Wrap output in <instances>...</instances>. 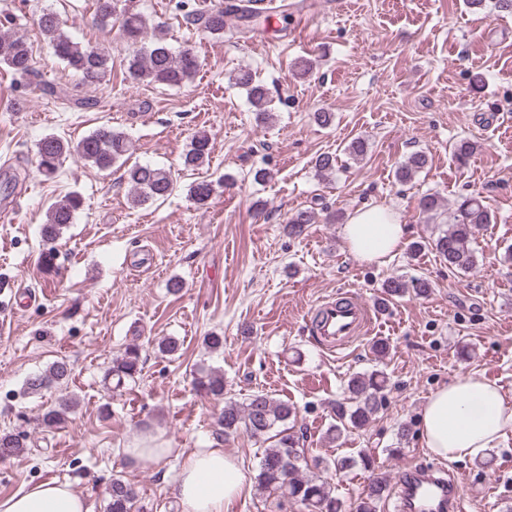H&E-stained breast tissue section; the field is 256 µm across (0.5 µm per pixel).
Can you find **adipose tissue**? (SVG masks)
Instances as JSON below:
<instances>
[{
  "instance_id": "1",
  "label": "adipose tissue",
  "mask_w": 512,
  "mask_h": 512,
  "mask_svg": "<svg viewBox=\"0 0 512 512\" xmlns=\"http://www.w3.org/2000/svg\"><path fill=\"white\" fill-rule=\"evenodd\" d=\"M349 256L382 263L397 254L405 238L398 212L374 205L352 212L343 227ZM512 434V405L500 387L467 374L438 388L420 418L425 448L445 459H472ZM246 475L234 457L219 448L193 453L178 473L174 493L182 512H224L241 492ZM0 512H92L87 500L66 483L27 486L0 501Z\"/></svg>"
}]
</instances>
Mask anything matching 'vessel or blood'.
<instances>
[{
  "label": "vessel or blood",
  "instance_id": "obj_1",
  "mask_svg": "<svg viewBox=\"0 0 512 512\" xmlns=\"http://www.w3.org/2000/svg\"><path fill=\"white\" fill-rule=\"evenodd\" d=\"M370 307L351 296H340L311 310L310 327L329 349H340L362 335L370 323ZM396 512H468L459 476L444 478L438 469L414 465L399 483Z\"/></svg>",
  "mask_w": 512,
  "mask_h": 512
}]
</instances>
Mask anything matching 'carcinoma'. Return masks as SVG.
Instances as JSON below:
<instances>
[{"label":"carcinoma","mask_w":512,"mask_h":512,"mask_svg":"<svg viewBox=\"0 0 512 512\" xmlns=\"http://www.w3.org/2000/svg\"><path fill=\"white\" fill-rule=\"evenodd\" d=\"M95 14L100 24L112 22L117 17L121 22V32L126 43V70L128 77L136 83L157 84L169 88H180L196 77L200 64L197 55L190 48L175 53L157 38L146 42V18L128 5V0H95ZM190 22L212 35L224 34L226 27L224 8H211L207 11L194 10L187 15ZM237 20L242 25L256 29L268 23V17L249 6L237 9ZM41 34L48 40L56 57L65 66L76 72L81 84L96 87L103 84L109 71L111 54L104 48L84 45L76 41L63 29L58 15L50 9L41 11L37 20ZM0 66H5L18 75L35 73L32 50L26 39L16 34L8 26L0 27ZM233 84L246 91L247 101L258 124H265L272 116L269 89L250 68L239 69ZM130 151L129 141L121 132L102 126L77 144L73 145L61 137L50 134L37 144V171L45 178H54L60 161L66 154L74 153L87 164L100 170H109L115 164L127 163ZM211 152V138L205 132L192 135L183 156V167L195 170L205 164ZM427 165L426 155L421 152L411 154L394 171L395 179L407 183ZM316 172L325 176L336 171V156L321 153L314 160ZM132 188V203L143 205L149 201L164 200L176 188V179L171 171L152 164L135 163L126 169ZM214 193L212 182L202 179L189 184L188 194L195 204L205 206ZM82 207L80 195L71 193L53 202L46 212L44 237L54 240L63 229L73 223L76 213ZM315 213L311 209L296 211L286 224L289 235L301 236L308 225L314 223ZM495 221V216L482 196L471 194L458 204L453 223L439 231L427 243L415 245L420 251L429 248L448 262V267L466 272L477 263V256L469 248L468 242L482 227ZM428 280L413 278L409 281L401 277L387 280L383 285V295L387 298L402 297L408 292L425 296L430 291ZM141 372V351L139 346H127L124 351L112 358L106 376L116 381V387L135 379ZM70 374V366L65 361H57L43 372L33 375L27 381V390L38 393L62 383ZM198 390L215 400L224 401V407L217 417L216 438L243 431L250 437L269 443L264 448L258 464L256 481L258 487L276 495L278 500L292 502L306 512H343V502L334 495V486L326 475L340 479L351 469L360 466L371 467L372 458L366 454L359 457L325 459L317 457L308 463L300 438L289 432L288 421L296 417L295 408L283 400L256 391L243 402L224 400V376L215 372H201L196 378ZM386 380L380 372L356 375L347 385L349 397L331 405L333 423L328 428V436L336 439L344 433L359 432L364 429L372 416L385 400ZM76 407L71 397H62L45 407L41 425L52 429L64 422ZM26 438L11 432L0 433V461L8 460L25 447ZM388 485L385 481H372L354 505V512H378L380 503L386 499ZM108 512H144L135 509L136 491L132 485L120 477L112 479L109 488Z\"/></svg>","instance_id":"cac0c4a2"}]
</instances>
